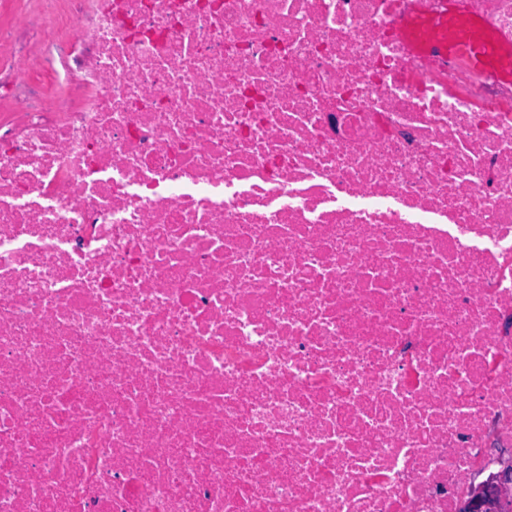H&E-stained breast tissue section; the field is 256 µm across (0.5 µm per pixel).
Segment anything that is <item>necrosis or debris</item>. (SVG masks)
<instances>
[{
	"mask_svg": "<svg viewBox=\"0 0 512 512\" xmlns=\"http://www.w3.org/2000/svg\"><path fill=\"white\" fill-rule=\"evenodd\" d=\"M441 5L0 0V512H458L512 462V82L409 48Z\"/></svg>",
	"mask_w": 512,
	"mask_h": 512,
	"instance_id": "necrosis-or-debris-1",
	"label": "necrosis or debris"
}]
</instances>
